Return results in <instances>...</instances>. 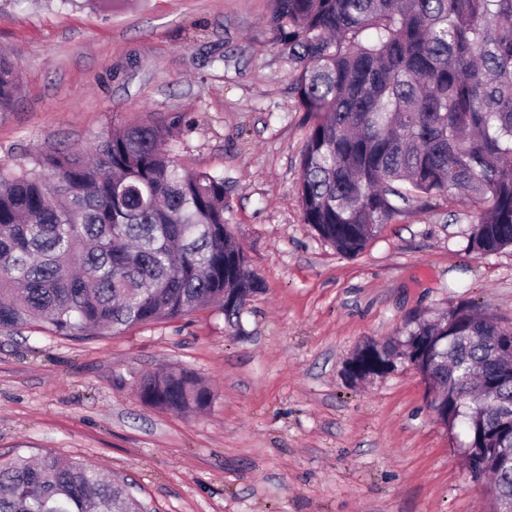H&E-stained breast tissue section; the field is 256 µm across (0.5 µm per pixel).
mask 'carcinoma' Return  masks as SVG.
Wrapping results in <instances>:
<instances>
[{"mask_svg": "<svg viewBox=\"0 0 512 512\" xmlns=\"http://www.w3.org/2000/svg\"><path fill=\"white\" fill-rule=\"evenodd\" d=\"M265 29L294 65L309 128L298 193L304 223L344 256L360 253L413 197L478 206L468 248L512 247V0H268ZM19 74L0 56V113ZM176 113L110 129L89 153L38 152L0 166V327L39 322L94 336L218 303L239 325L261 289L228 230L224 178L179 165ZM512 329L470 306L405 328L422 373L448 397L444 425L484 453L490 512L512 505ZM151 407L207 408L188 370L137 383ZM0 512H144L119 482L51 453L0 460Z\"/></svg>", "mask_w": 512, "mask_h": 512, "instance_id": "obj_1", "label": "carcinoma"}]
</instances>
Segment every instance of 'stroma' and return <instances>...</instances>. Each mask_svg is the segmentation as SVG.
Returning a JSON list of instances; mask_svg holds the SVG:
<instances>
[{
	"mask_svg": "<svg viewBox=\"0 0 512 512\" xmlns=\"http://www.w3.org/2000/svg\"><path fill=\"white\" fill-rule=\"evenodd\" d=\"M267 0H0L20 74L0 163L88 148L116 124L184 114L175 161L223 176L236 241L264 290L239 328L212 307L111 335L0 328V459L50 452L131 483L147 512H488L465 437L438 423L409 364L349 381L368 342L462 304L512 327V249L470 251L474 206L420 198L345 257L304 224L308 127ZM184 368L197 414L141 402ZM137 391L144 404L177 413L203 410L213 397L202 380L183 369L143 375L137 383Z\"/></svg>",
	"mask_w": 512,
	"mask_h": 512,
	"instance_id": "obj_1",
	"label": "stroma"
}]
</instances>
